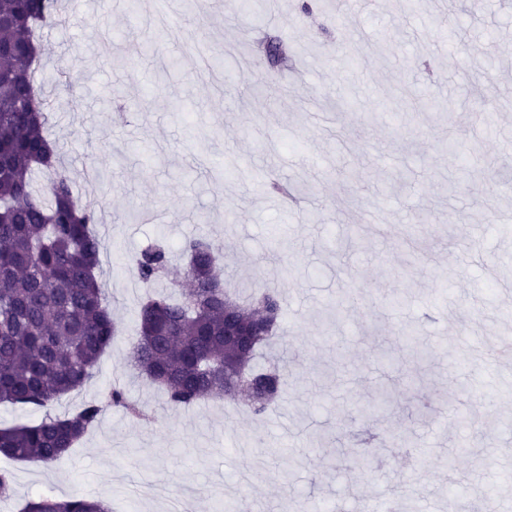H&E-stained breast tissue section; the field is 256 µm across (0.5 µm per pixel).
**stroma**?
<instances>
[{"mask_svg":"<svg viewBox=\"0 0 512 512\" xmlns=\"http://www.w3.org/2000/svg\"><path fill=\"white\" fill-rule=\"evenodd\" d=\"M178 20L127 23V0H85L42 30L40 74L50 130L79 198L109 216L99 269L119 330L93 376L55 412L106 400L115 384L148 421L106 405L60 466L8 461L17 512L31 498L105 500L117 512H169L190 492L193 512H281L301 496L350 512L358 496L399 497L402 512H448L479 498L512 512V365L463 354L461 326L512 337V0L469 10L450 0H351L306 15L298 0L254 23L236 0H180ZM290 49L273 65L264 36ZM412 87L439 107L392 112ZM95 170V184L85 182ZM301 187L293 201L266 189ZM206 233L231 286L281 281L284 398L264 415L227 401L165 411L129 355L150 288L139 253L164 242L174 261ZM372 306L346 302L354 285ZM434 351L421 386L397 380L371 420L384 378L381 345L401 327ZM428 413L420 421L418 410ZM410 435L371 448L350 470L364 430ZM325 434L327 443L317 441ZM305 447L290 472L282 448Z\"/></svg>","mask_w":512,"mask_h":512,"instance_id":"35a3bbf8","label":"stroma"}]
</instances>
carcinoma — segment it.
<instances>
[{
    "label": "carcinoma",
    "mask_w": 512,
    "mask_h": 512,
    "mask_svg": "<svg viewBox=\"0 0 512 512\" xmlns=\"http://www.w3.org/2000/svg\"><path fill=\"white\" fill-rule=\"evenodd\" d=\"M61 16L59 0H0V404L43 413L30 424L0 426V456L56 465L98 423L103 406L84 404L74 414L53 415L59 398L92 376L117 337L96 270L103 243L92 231L100 205L75 197L69 174L57 171L45 112V85L37 82V32ZM55 177L40 189L36 174ZM183 253L186 287L174 297L149 296L137 312L130 360L160 388L172 410L206 398L240 400L229 391L237 378L250 384L245 404L261 415L284 394L276 366L252 363L255 351L283 331L278 290L259 288L241 306L224 288V269L206 236L189 239ZM159 245L134 260V277L154 282L168 272ZM267 326L248 352L224 343V311ZM109 402L141 415L128 392L114 386ZM19 512H108L103 501L71 497L26 500Z\"/></svg>",
    "instance_id": "1"
}]
</instances>
